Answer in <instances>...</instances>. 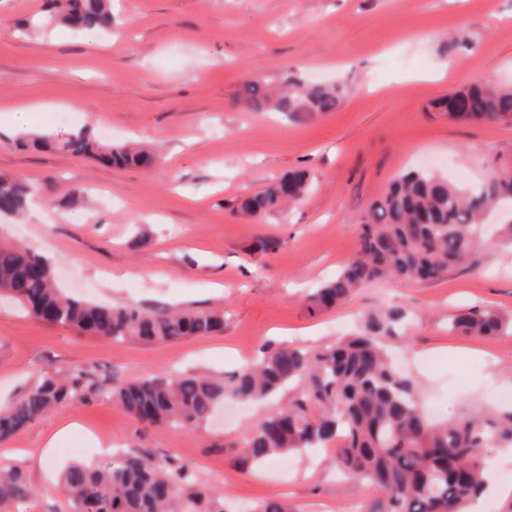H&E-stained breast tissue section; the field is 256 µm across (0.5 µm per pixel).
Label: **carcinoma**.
<instances>
[{
	"instance_id": "obj_1",
	"label": "carcinoma",
	"mask_w": 512,
	"mask_h": 512,
	"mask_svg": "<svg viewBox=\"0 0 512 512\" xmlns=\"http://www.w3.org/2000/svg\"><path fill=\"white\" fill-rule=\"evenodd\" d=\"M55 17L72 30L112 25L111 0H63ZM348 89L294 76L273 94L258 79L239 86L238 102L252 112L308 117L336 111ZM451 123L512 122V87L477 82L429 105ZM78 157L101 156L117 167L150 168L156 153L132 143L104 144L90 129L64 139L29 138ZM311 190L307 174L290 172L243 197L238 211L262 220L296 203ZM30 187L20 176H0V214L22 213ZM512 202V160L494 157L486 179L459 187L424 170L399 174L371 201L360 219L358 248L336 277L309 297L321 313L384 278L408 282L440 280L468 262L484 244L485 217ZM0 293L45 323L117 341L170 342L210 336L224 328L215 311L147 313L131 306H104L64 294L40 255L0 243ZM403 311L368 315L352 336L311 348L268 344L260 357L220 385L203 375L149 374L133 382L115 379L109 397L140 423L182 427L206 419L230 394L259 403L278 398L281 409L260 419L238 446L247 469L290 453L336 444V467L369 490L362 512H468L486 491V448L512 447V409L470 403L445 421H432L421 406L418 382L394 366L384 339L398 334ZM448 329L489 338L512 335V314L473 309L448 321ZM83 391V373L47 374L7 411L0 412V442ZM191 467L176 463L165 475L144 454L123 456L102 467L94 461L70 465L63 489L72 508L88 512H224L218 497L186 491L180 483ZM0 495L25 498L15 470L0 459Z\"/></svg>"
}]
</instances>
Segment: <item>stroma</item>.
<instances>
[{
	"label": "stroma",
	"mask_w": 512,
	"mask_h": 512,
	"mask_svg": "<svg viewBox=\"0 0 512 512\" xmlns=\"http://www.w3.org/2000/svg\"><path fill=\"white\" fill-rule=\"evenodd\" d=\"M466 28L475 51L449 48ZM292 70L321 71L350 93L334 112L292 117L250 112L234 99L249 77L280 87ZM474 80L512 85V0H114L110 31L88 43L50 24L47 0H0V175L22 176L42 213L0 216V239L54 266L73 296L148 312L224 313L214 336L165 343L115 342L41 322L0 298V411L45 374L85 371L82 399L56 406L0 444L26 488L0 512H72L61 474L80 460L132 452L192 465L196 489L219 493L226 512L285 499L296 512H341L367 487L339 473L333 455L292 453L248 474L235 462L249 426L280 403L227 399L196 425L148 427L112 403L113 380L151 373L224 382L265 343L318 346L369 312L398 305L406 338L393 341L425 407L451 416L466 400L496 403L512 389V335L448 330L470 308L512 312V247L488 220L470 268L429 283L387 279L335 310L310 314L306 295L355 254L367 205L410 169L450 183L483 180L487 161L512 150V124H454L429 111ZM40 103L33 131L64 138L94 127L104 142L158 146L151 169H117L52 150L15 148L12 109ZM295 170L312 193L256 224L233 211L243 195ZM283 246L266 256L258 238ZM485 512H512V454L492 451Z\"/></svg>",
	"instance_id": "35a3bbf8"
}]
</instances>
